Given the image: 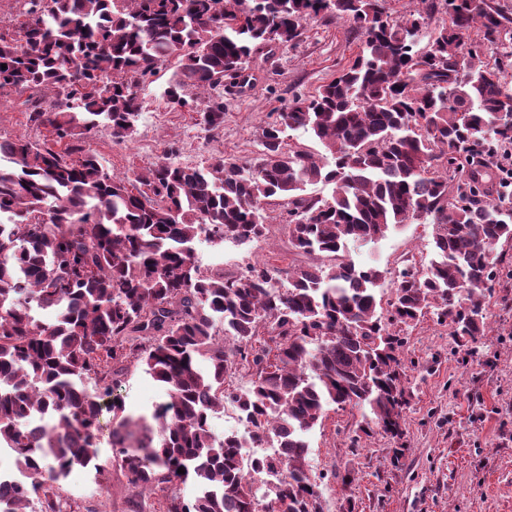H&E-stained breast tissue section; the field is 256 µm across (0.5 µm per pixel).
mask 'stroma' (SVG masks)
Listing matches in <instances>:
<instances>
[{
  "label": "stroma",
  "instance_id": "35a3bbf8",
  "mask_svg": "<svg viewBox=\"0 0 512 512\" xmlns=\"http://www.w3.org/2000/svg\"><path fill=\"white\" fill-rule=\"evenodd\" d=\"M352 23L325 14L306 20L298 41L257 55L250 64L251 91L235 94L229 83L215 90L224 101V125L206 131L195 112L167 104L164 89L177 69L163 65L140 90L143 114L133 140L118 141L108 126L85 141L112 175L131 177L170 156L194 166L221 157L231 161L258 155L262 128L277 117L293 97H312L319 87L351 64L361 48ZM47 106L51 92L19 93L0 89V137L25 135L45 139L46 130L28 120L27 101ZM268 238L214 245L197 242L203 270L240 272L252 263L285 269L304 258L288 244L281 206H271ZM423 260L433 256V226L415 220L391 229L367 246H349L356 265L382 272L380 292L391 297L393 274L408 254ZM489 325L479 352L468 362L451 355L447 325L426 315L406 333L405 354L412 391L404 415L406 450L399 465L390 462L394 442L382 434L351 447L349 435L361 418L359 410L328 406L307 434L308 465L317 477L323 512H343L355 499L358 512H512V280L495 286L488 307ZM114 397L126 412L151 415L167 398L164 385L141 367L130 366L117 381ZM351 469L355 481L343 486L338 473ZM60 495L67 512H129L132 492L119 466L99 474L81 470L63 480Z\"/></svg>",
  "mask_w": 512,
  "mask_h": 512
}]
</instances>
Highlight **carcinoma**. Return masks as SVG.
Masks as SVG:
<instances>
[{
  "label": "carcinoma",
  "mask_w": 512,
  "mask_h": 512,
  "mask_svg": "<svg viewBox=\"0 0 512 512\" xmlns=\"http://www.w3.org/2000/svg\"><path fill=\"white\" fill-rule=\"evenodd\" d=\"M385 2L25 0L22 37L0 31V88L66 100L29 115L53 144L0 137V216L10 217L0 222V449L22 477L0 491L11 512L35 501L38 512H61L72 467L103 473L114 460L141 497L195 480V496L168 499L165 512H322L304 434L326 406L369 409L353 448L375 428L401 437L411 397L402 332L429 312L477 353L503 272L492 251L512 239V193H489L472 160L490 141L512 143V123L500 115L508 86L465 40L477 25L512 56V15L489 0H444L450 24L418 50L436 0L395 20ZM329 11L361 33L360 52L262 128L253 162L165 157L131 179L94 153L72 158L102 123L133 139L139 85L171 58L166 102L220 129L224 102L207 92L226 77L247 82L254 57ZM298 130L323 152L288 147ZM318 183L334 185L331 196L308 193ZM277 201L291 247L321 262L285 271V283L265 264L201 270L197 240L264 238ZM419 219L433 225L435 256L404 259L384 301L379 271L356 267L348 244ZM132 362L168 386L150 422L112 397L113 376ZM242 367L250 386L225 387ZM227 402L249 438L216 440L211 418ZM279 436L280 454L240 457Z\"/></svg>",
  "instance_id": "1"
}]
</instances>
